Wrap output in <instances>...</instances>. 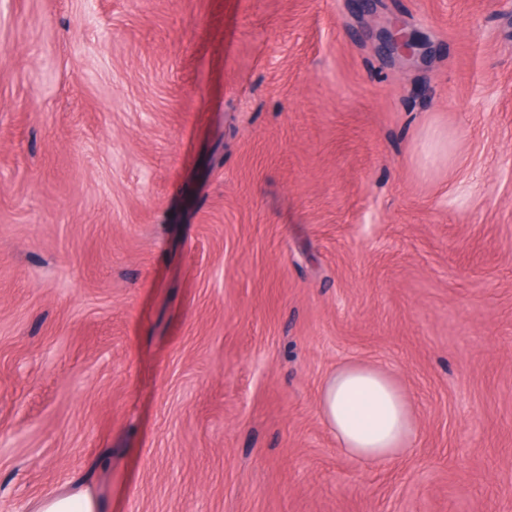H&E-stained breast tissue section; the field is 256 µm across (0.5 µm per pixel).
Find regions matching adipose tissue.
Masks as SVG:
<instances>
[{
  "mask_svg": "<svg viewBox=\"0 0 512 512\" xmlns=\"http://www.w3.org/2000/svg\"><path fill=\"white\" fill-rule=\"evenodd\" d=\"M319 406L337 448L359 460L397 457L417 436L408 396L378 366L354 361L338 365L321 386Z\"/></svg>",
  "mask_w": 512,
  "mask_h": 512,
  "instance_id": "obj_1",
  "label": "adipose tissue"
}]
</instances>
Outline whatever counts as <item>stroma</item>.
Instances as JSON below:
<instances>
[{"instance_id": "35a3bbf8", "label": "stroma", "mask_w": 512, "mask_h": 512, "mask_svg": "<svg viewBox=\"0 0 512 512\" xmlns=\"http://www.w3.org/2000/svg\"><path fill=\"white\" fill-rule=\"evenodd\" d=\"M346 360L399 457L325 427ZM85 487L512 512V0H0V512ZM417 40L407 34L404 29H394L388 32L387 48L391 55H396L405 60L413 59L420 50ZM319 406L337 448L359 460L397 457L417 436L410 399L378 366L338 365L321 386Z\"/></svg>"}]
</instances>
